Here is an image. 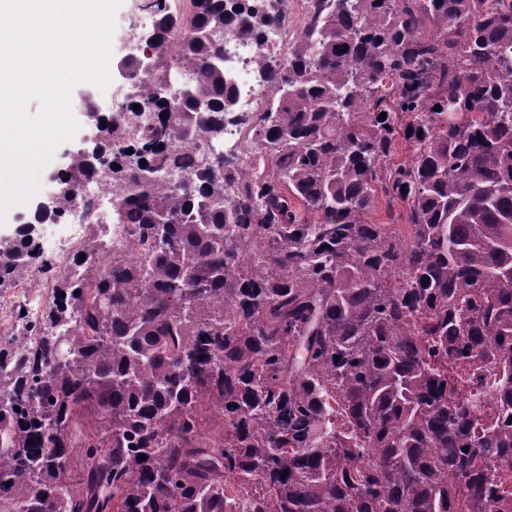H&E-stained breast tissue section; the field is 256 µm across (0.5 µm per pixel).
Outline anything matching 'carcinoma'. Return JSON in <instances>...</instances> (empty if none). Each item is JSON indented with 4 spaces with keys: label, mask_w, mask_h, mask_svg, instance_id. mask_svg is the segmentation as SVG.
I'll return each instance as SVG.
<instances>
[{
    "label": "carcinoma",
    "mask_w": 512,
    "mask_h": 512,
    "mask_svg": "<svg viewBox=\"0 0 512 512\" xmlns=\"http://www.w3.org/2000/svg\"><path fill=\"white\" fill-rule=\"evenodd\" d=\"M146 7L157 122L109 168L144 251L0 349V512H512V0H312L260 56L258 171L192 150L237 112L226 22L275 9ZM379 193L408 236L367 222Z\"/></svg>",
    "instance_id": "cac0c4a2"
}]
</instances>
